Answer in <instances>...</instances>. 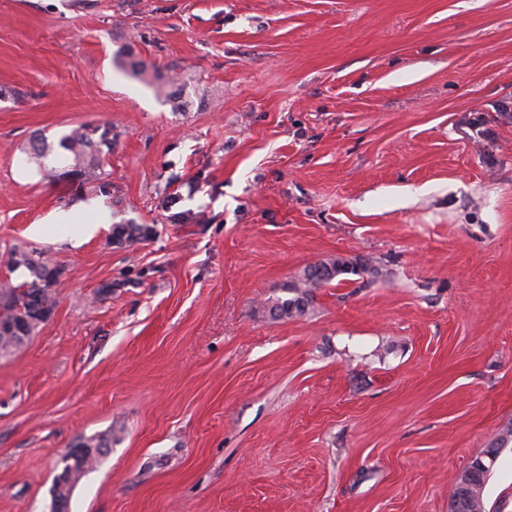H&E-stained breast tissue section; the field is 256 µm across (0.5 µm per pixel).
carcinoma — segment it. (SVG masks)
<instances>
[{
	"mask_svg": "<svg viewBox=\"0 0 512 512\" xmlns=\"http://www.w3.org/2000/svg\"><path fill=\"white\" fill-rule=\"evenodd\" d=\"M63 154L56 161L64 164V175L78 178V185L92 192L107 193L111 187L101 155L112 150V126L81 125L62 135L58 142ZM29 158L40 167H47L46 161L54 154L53 145L42 134H34L27 146ZM153 229L145 224H114L110 239L118 245L133 246L151 237ZM12 269L25 268L30 279L18 285L6 284L0 287V355L10 354L19 349L35 329L47 319L55 306L52 286L56 283L58 271L43 260L41 253L31 250H14L10 260ZM374 269L359 258L337 257L308 266L303 274L289 285L292 297L279 300L270 312L278 319H288L306 314L312 303L313 289L343 275L363 276ZM512 437V426L502 430L499 437L487 449L485 456L472 460L473 469L468 472L471 485L467 498L466 512H486L483 492L490 472L487 462L494 461Z\"/></svg>",
	"mask_w": 512,
	"mask_h": 512,
	"instance_id": "obj_1",
	"label": "carcinoma"
}]
</instances>
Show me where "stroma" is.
Returning <instances> with one entry per match:
<instances>
[{
	"instance_id": "obj_1",
	"label": "stroma",
	"mask_w": 512,
	"mask_h": 512,
	"mask_svg": "<svg viewBox=\"0 0 512 512\" xmlns=\"http://www.w3.org/2000/svg\"><path fill=\"white\" fill-rule=\"evenodd\" d=\"M106 122L110 196L29 162ZM17 249L59 276L0 357V512L106 435L69 512H450L512 424V0H0V283ZM336 256L381 275L271 317ZM26 153L40 168L46 170V161L50 155H54V147L43 134H34L29 140ZM153 229L145 224H113L110 239L118 245L133 246L151 237Z\"/></svg>"
}]
</instances>
